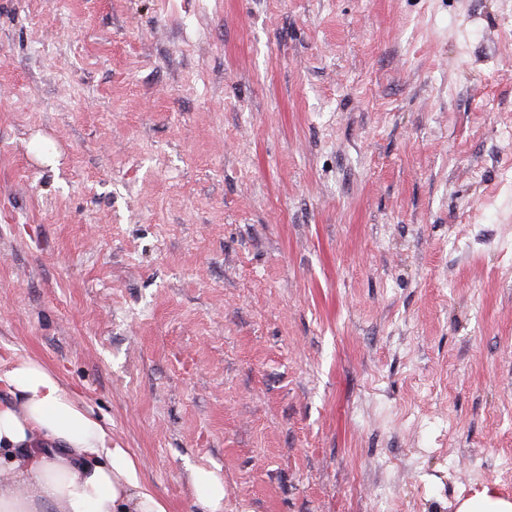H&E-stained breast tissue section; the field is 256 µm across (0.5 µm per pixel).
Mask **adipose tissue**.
Wrapping results in <instances>:
<instances>
[{
	"instance_id": "ef3b65f1",
	"label": "adipose tissue",
	"mask_w": 512,
	"mask_h": 512,
	"mask_svg": "<svg viewBox=\"0 0 512 512\" xmlns=\"http://www.w3.org/2000/svg\"><path fill=\"white\" fill-rule=\"evenodd\" d=\"M190 512H224V479L194 468ZM0 512H167L66 380L31 357L0 359Z\"/></svg>"
}]
</instances>
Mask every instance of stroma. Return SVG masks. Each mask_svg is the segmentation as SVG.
Returning <instances> with one entry per match:
<instances>
[{"label": "stroma", "instance_id": "1", "mask_svg": "<svg viewBox=\"0 0 512 512\" xmlns=\"http://www.w3.org/2000/svg\"><path fill=\"white\" fill-rule=\"evenodd\" d=\"M168 512L512 500V0H0V355ZM191 478L193 493L189 512H223V477L214 469L196 467Z\"/></svg>", "mask_w": 512, "mask_h": 512}]
</instances>
